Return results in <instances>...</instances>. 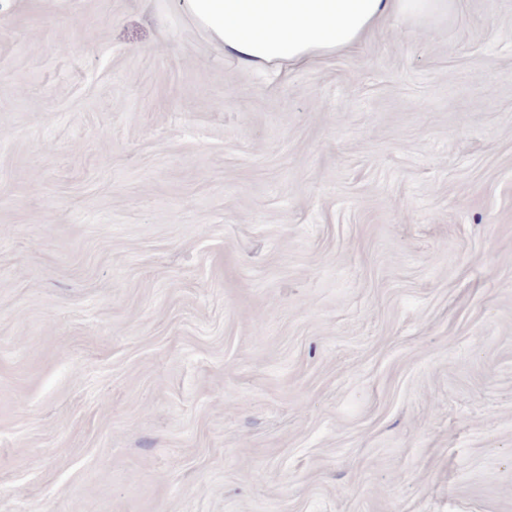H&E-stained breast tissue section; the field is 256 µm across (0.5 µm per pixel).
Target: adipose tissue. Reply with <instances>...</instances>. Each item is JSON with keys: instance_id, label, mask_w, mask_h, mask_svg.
<instances>
[{"instance_id": "adipose-tissue-1", "label": "adipose tissue", "mask_w": 512, "mask_h": 512, "mask_svg": "<svg viewBox=\"0 0 512 512\" xmlns=\"http://www.w3.org/2000/svg\"><path fill=\"white\" fill-rule=\"evenodd\" d=\"M210 37L249 67L279 68L351 49L389 14L426 21L445 0H178Z\"/></svg>"}]
</instances>
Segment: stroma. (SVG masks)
<instances>
[{
  "label": "stroma",
  "mask_w": 512,
  "mask_h": 512,
  "mask_svg": "<svg viewBox=\"0 0 512 512\" xmlns=\"http://www.w3.org/2000/svg\"><path fill=\"white\" fill-rule=\"evenodd\" d=\"M0 512H512V0H0ZM210 37L249 67L290 63L349 50L389 14L434 18L445 0H178Z\"/></svg>",
  "instance_id": "stroma-1"
}]
</instances>
